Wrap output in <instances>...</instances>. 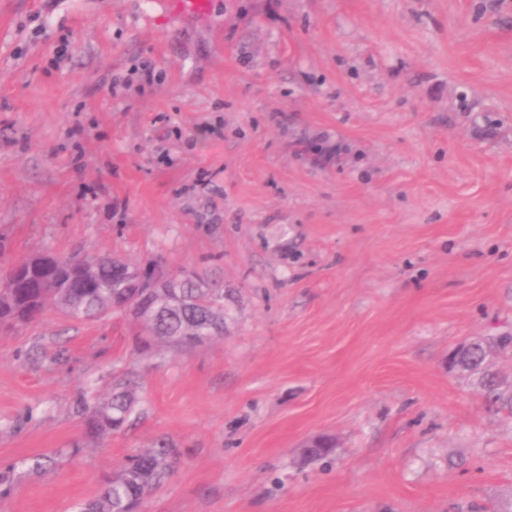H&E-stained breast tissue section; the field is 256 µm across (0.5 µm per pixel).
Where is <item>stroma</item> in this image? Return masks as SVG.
<instances>
[{
    "mask_svg": "<svg viewBox=\"0 0 512 512\" xmlns=\"http://www.w3.org/2000/svg\"><path fill=\"white\" fill-rule=\"evenodd\" d=\"M48 251L188 268L224 333L0 334V512H77L161 437L143 512L512 504V345L449 363L512 336V0H0V272ZM120 382L133 425L88 435ZM157 18L166 23L175 17L201 16L208 12L211 0H154L150 1ZM512 343V337H503L499 338L495 341H476L472 348L471 346L465 345L459 351V357L455 362V365H458L465 355L468 353L471 348L470 355L466 357L467 363H469L474 368H480L484 362V360L489 356L497 347H505ZM468 346V347H467ZM466 347V348H465Z\"/></svg>",
    "mask_w": 512,
    "mask_h": 512,
    "instance_id": "1",
    "label": "stroma"
}]
</instances>
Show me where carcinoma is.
Instances as JSON below:
<instances>
[{
	"mask_svg": "<svg viewBox=\"0 0 512 512\" xmlns=\"http://www.w3.org/2000/svg\"><path fill=\"white\" fill-rule=\"evenodd\" d=\"M80 256L59 258L55 268L46 271L56 287L47 290L38 287L39 277L32 279V287L22 288L14 297L0 298V324L12 320L28 323L54 309L76 321L95 320L110 313H119L137 319L133 304L126 297L125 279L109 255L95 256L96 277L87 284L74 276ZM182 303L176 310L162 309L154 318L150 335L158 342L172 347L189 345L182 332L187 327L215 336L224 333V323H213L210 309L224 305V292L218 288H203L201 281L193 279L181 288ZM512 343V337L495 341H477L466 357L474 368L496 348ZM486 398L495 405L512 407V394L499 391L492 383L486 384ZM135 398L125 389L94 403L79 395L73 402L74 412L85 418L88 433L104 437L126 427L134 411ZM180 461L177 449L165 440L154 447L131 455L120 470L102 489L100 494L86 501L80 512H141L147 497L167 479Z\"/></svg>",
	"mask_w": 512,
	"mask_h": 512,
	"instance_id": "1",
	"label": "carcinoma"
}]
</instances>
